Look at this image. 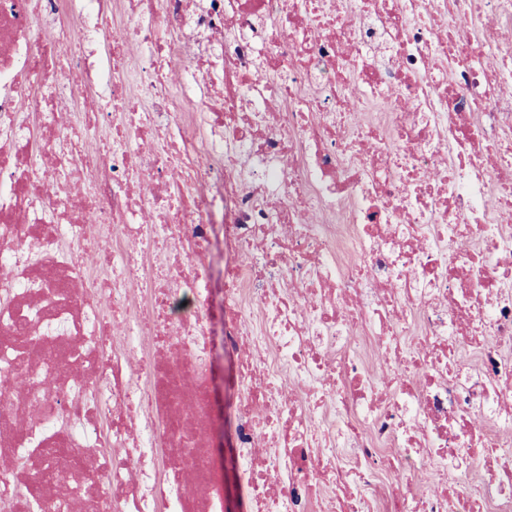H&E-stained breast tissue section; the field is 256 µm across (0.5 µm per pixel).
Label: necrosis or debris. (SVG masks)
<instances>
[{"instance_id": "1", "label": "necrosis or debris", "mask_w": 512, "mask_h": 512, "mask_svg": "<svg viewBox=\"0 0 512 512\" xmlns=\"http://www.w3.org/2000/svg\"><path fill=\"white\" fill-rule=\"evenodd\" d=\"M127 2L0 0V512H512V0H147L95 69ZM213 365L216 371L218 382L224 379L223 405L224 414L222 421V432L224 434V476L231 497L238 495L236 482L234 479L233 467L230 461L231 450L234 448V410L237 401L236 393L228 386L227 381L234 375L235 367L233 362L222 351H218L213 356Z\"/></svg>"}]
</instances>
